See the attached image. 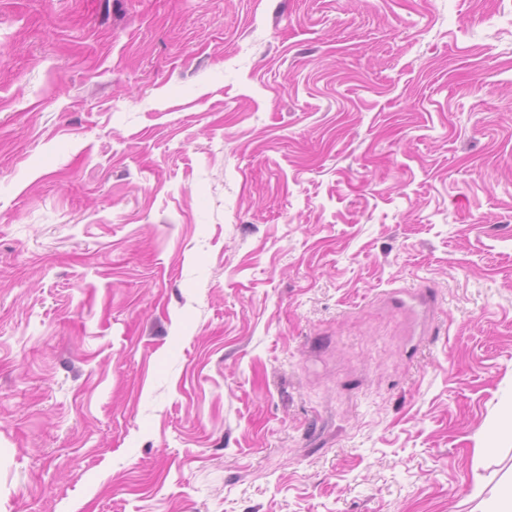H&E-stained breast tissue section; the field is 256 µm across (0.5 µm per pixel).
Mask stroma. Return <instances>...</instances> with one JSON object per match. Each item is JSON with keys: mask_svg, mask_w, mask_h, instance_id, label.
<instances>
[{"mask_svg": "<svg viewBox=\"0 0 512 512\" xmlns=\"http://www.w3.org/2000/svg\"><path fill=\"white\" fill-rule=\"evenodd\" d=\"M511 417L512 0H0V512H473Z\"/></svg>", "mask_w": 512, "mask_h": 512, "instance_id": "1", "label": "stroma"}]
</instances>
